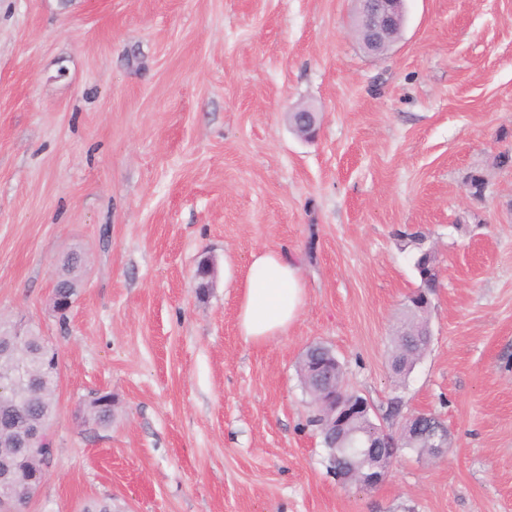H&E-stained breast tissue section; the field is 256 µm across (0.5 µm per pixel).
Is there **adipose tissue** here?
<instances>
[{
    "label": "adipose tissue",
    "instance_id": "obj_1",
    "mask_svg": "<svg viewBox=\"0 0 512 512\" xmlns=\"http://www.w3.org/2000/svg\"><path fill=\"white\" fill-rule=\"evenodd\" d=\"M237 308L240 335L256 346L287 335L306 303V288L288 250L252 253Z\"/></svg>",
    "mask_w": 512,
    "mask_h": 512
}]
</instances>
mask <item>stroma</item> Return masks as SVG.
<instances>
[{"instance_id": "stroma-1", "label": "stroma", "mask_w": 512, "mask_h": 512, "mask_svg": "<svg viewBox=\"0 0 512 512\" xmlns=\"http://www.w3.org/2000/svg\"><path fill=\"white\" fill-rule=\"evenodd\" d=\"M406 7L375 57L353 0H0V315L61 361L28 512H512V0ZM300 106L315 139L287 122ZM403 232L427 235L440 287L400 381ZM283 246L307 301L257 347L240 284L254 250ZM73 251L63 326L50 290ZM317 342L377 424L433 415L447 448L398 450L372 489L339 481L298 374ZM97 390L107 427L77 416Z\"/></svg>"}]
</instances>
